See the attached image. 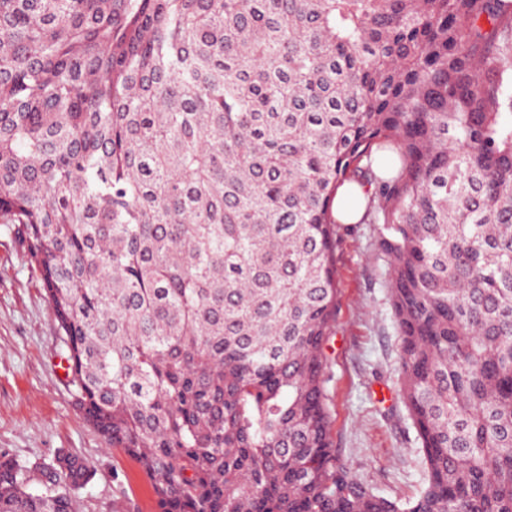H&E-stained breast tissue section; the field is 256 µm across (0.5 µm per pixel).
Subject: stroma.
Listing matches in <instances>:
<instances>
[{"mask_svg":"<svg viewBox=\"0 0 512 512\" xmlns=\"http://www.w3.org/2000/svg\"><path fill=\"white\" fill-rule=\"evenodd\" d=\"M371 224L338 227L336 322L328 336L327 406L339 459L381 494L403 501L425 464L399 392V338L383 286L387 265ZM66 348L14 225L0 224V454L38 480L39 464L66 450L93 477L77 512H158L146 475L86 422L68 382Z\"/></svg>","mask_w":512,"mask_h":512,"instance_id":"stroma-1","label":"stroma"}]
</instances>
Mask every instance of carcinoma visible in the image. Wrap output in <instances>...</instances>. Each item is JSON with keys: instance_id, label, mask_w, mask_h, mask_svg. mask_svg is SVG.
<instances>
[{"instance_id": "1", "label": "carcinoma", "mask_w": 512, "mask_h": 512, "mask_svg": "<svg viewBox=\"0 0 512 512\" xmlns=\"http://www.w3.org/2000/svg\"><path fill=\"white\" fill-rule=\"evenodd\" d=\"M371 188L405 504L336 456V190ZM0 224L159 512H512V0H0ZM87 460L0 455V512Z\"/></svg>"}]
</instances>
